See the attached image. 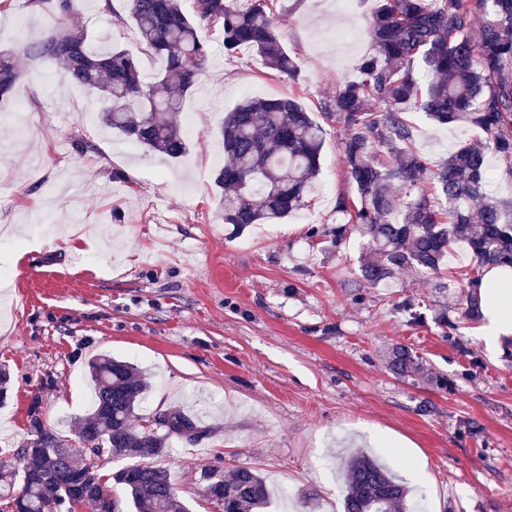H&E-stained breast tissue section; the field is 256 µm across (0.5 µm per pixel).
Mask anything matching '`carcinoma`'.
<instances>
[{"instance_id":"cac0c4a2","label":"carcinoma","mask_w":512,"mask_h":512,"mask_svg":"<svg viewBox=\"0 0 512 512\" xmlns=\"http://www.w3.org/2000/svg\"><path fill=\"white\" fill-rule=\"evenodd\" d=\"M51 21L42 36L0 48V112L13 107L19 56L52 63L70 80L96 93L98 120L147 151L177 158L187 150L182 102L210 57L207 34L220 32L224 51H254L269 69L299 80L297 62L275 27L271 0H131L137 52L96 51L73 23L74 0H26ZM482 19L478 37L471 34ZM369 33L374 53L360 76L332 99L318 103L322 119L343 129L342 161L356 195L336 200L347 224L363 240L360 280L378 286L403 270L439 272L464 244L474 270L512 269V201L491 186L492 156L512 169V0H380ZM160 56L153 81L140 73L137 54ZM436 124L476 128L466 142L433 164L415 147L408 112ZM224 167L215 177L224 223L241 229L275 224L308 207L321 169L324 128L296 98H246L224 118ZM466 287L465 316L482 304ZM392 367L400 375L421 370L412 351L398 347ZM94 396L73 430L74 448L44 421L39 400L28 409L29 438L10 459L0 458V507L6 512H190L166 470L152 465L171 439L198 428L197 415L170 413L168 428L140 429L144 381L132 364L108 355L89 363ZM133 463L99 473L104 454ZM344 512H404L408 489L365 452L346 461ZM206 491L224 512H261L270 493L261 474L238 467L229 476L204 471Z\"/></svg>"}]
</instances>
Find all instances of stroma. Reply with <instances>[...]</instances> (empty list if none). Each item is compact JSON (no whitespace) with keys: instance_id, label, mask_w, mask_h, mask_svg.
<instances>
[{"instance_id":"35a3bbf8","label":"stroma","mask_w":512,"mask_h":512,"mask_svg":"<svg viewBox=\"0 0 512 512\" xmlns=\"http://www.w3.org/2000/svg\"><path fill=\"white\" fill-rule=\"evenodd\" d=\"M22 3L0 12L10 46L47 25ZM378 5L275 0L296 82L250 51L226 56L210 33L209 65L184 98L189 149L176 159L100 126L95 93L63 70L21 62L17 109L0 114V268L12 275L0 301V364L12 372L1 453L26 441L35 399L75 443L88 361L110 354L146 383L139 417L181 408L206 428L156 460L191 512H219L204 469L239 466L266 478L265 512H343L341 460L357 451L379 455L420 512H512V335L487 345L481 319L464 317L468 250L458 247L438 279L357 283L361 240L333 244L335 201L354 187L331 120L306 209L240 231L221 218L225 114L247 97L295 96L311 109L335 96L372 52L366 25ZM127 15L128 0L108 13L75 2V23L99 48L135 49ZM410 118L433 161L474 137ZM79 136L94 151H76ZM398 346L420 357L422 375L395 373Z\"/></svg>"}]
</instances>
